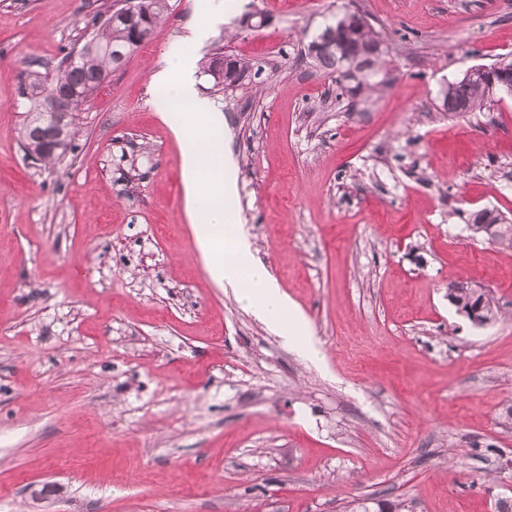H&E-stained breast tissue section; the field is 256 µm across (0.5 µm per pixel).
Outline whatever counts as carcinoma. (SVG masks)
I'll list each match as a JSON object with an SVG mask.
<instances>
[{
  "mask_svg": "<svg viewBox=\"0 0 512 512\" xmlns=\"http://www.w3.org/2000/svg\"><path fill=\"white\" fill-rule=\"evenodd\" d=\"M138 2L148 14V22L133 28L120 22L112 24L103 18L99 28L79 49L68 52L54 71L42 74L36 69H27L21 73L19 107L23 119L19 137L28 155L49 166L74 150L76 120L72 118L63 125L54 123L53 118L42 112L43 102L54 93L77 95L87 100L119 68V54L131 56L136 52L151 36L165 8V0ZM315 40L336 43V48L317 55L313 62L334 76L339 85H347L350 94L382 85L381 70L386 65V49L379 32L369 22L345 13L338 14L335 19L324 23ZM504 79L512 83V56L509 54L483 72L448 83L442 96L444 111L455 116L485 109L501 94ZM468 229L474 239L491 242L503 250H512V223L495 210L476 212ZM448 298L459 311L482 305L485 321L489 324L498 319V307L483 288L451 284L448 286Z\"/></svg>",
  "mask_w": 512,
  "mask_h": 512,
  "instance_id": "obj_1",
  "label": "carcinoma"
}]
</instances>
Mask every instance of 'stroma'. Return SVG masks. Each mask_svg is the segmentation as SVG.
<instances>
[{"label":"stroma","instance_id":"1","mask_svg":"<svg viewBox=\"0 0 512 512\" xmlns=\"http://www.w3.org/2000/svg\"><path fill=\"white\" fill-rule=\"evenodd\" d=\"M166 0L82 107L57 167L26 158L18 75L79 48L113 0H0V512H498L512 502V98L455 117L440 90L512 54V0ZM359 7L391 84L350 95L306 48ZM259 13L261 28H243ZM221 52L260 78L197 86L224 116L242 230L323 356L282 343L208 276L181 147L150 86ZM452 282L488 290L474 326ZM468 224L473 239H481L497 245L503 250H512V222L501 213L483 209L473 215ZM448 298L459 312L473 308L479 303L482 304L487 325L498 319V307L492 296L484 288H475L468 284H450L448 286Z\"/></svg>","mask_w":512,"mask_h":512}]
</instances>
